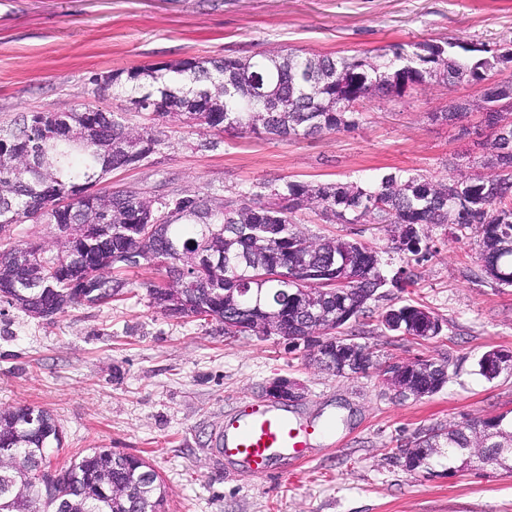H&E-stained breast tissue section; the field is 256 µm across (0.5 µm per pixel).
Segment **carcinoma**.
<instances>
[{"mask_svg": "<svg viewBox=\"0 0 512 512\" xmlns=\"http://www.w3.org/2000/svg\"><path fill=\"white\" fill-rule=\"evenodd\" d=\"M459 39L392 44L374 56L336 58L270 51L257 59L201 58L194 66L172 61L113 73L112 85L125 102H160L147 123L131 128L112 112L94 106L74 109L57 122L50 112H28L17 127L0 131V303L34 319L52 320L76 306L99 307L128 293L122 277L128 268L161 267L165 275L144 284L150 303L167 317L203 316L221 325L226 336H304L317 329L329 341H355L337 316L358 319L378 300V290L414 284L402 270L386 278L379 252L345 238L310 237L294 223V214L312 209L325 222L384 224L393 248L421 260L422 242L431 226L469 229L479 237L486 274L512 286V153L504 154L497 126L509 120L496 110L485 120L488 153L481 167L459 164L445 179L398 170L367 185L356 182L308 184L287 181L271 190V200L251 190L237 198L199 192L165 197L136 190L95 186L133 157L151 156L165 145L172 125L220 134L308 137L356 125L343 111L375 96L399 94V88L430 83L482 81L501 55L473 56L463 62L455 52ZM492 92L480 103H456L436 119L453 122L472 111L485 112ZM178 208L177 221H162ZM55 226L54 256L40 242L11 244V228L34 215ZM288 272L296 302L283 307L275 299L282 284L254 281L255 273ZM260 310L250 311L256 296ZM378 321L400 336L434 337L440 320L417 305H391ZM501 355L490 352L479 364L488 379L498 374ZM417 398L431 396L448 381V362L418 359L406 363ZM37 423L25 420L29 412ZM497 417H475L450 424L443 448L417 454L426 444L415 438L400 450L409 471L430 469L448 454L459 462L458 448L489 452L509 441L493 425ZM53 416L30 405L0 414V448L10 446L9 465L0 477L24 468L14 492L0 498V512H26L44 493L47 474L63 493L79 503L78 512H161L165 490L158 473L140 456L94 448L60 469L47 449L61 447Z\"/></svg>", "mask_w": 512, "mask_h": 512, "instance_id": "obj_1", "label": "carcinoma"}]
</instances>
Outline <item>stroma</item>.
Wrapping results in <instances>:
<instances>
[{
	"instance_id": "1",
	"label": "stroma",
	"mask_w": 512,
	"mask_h": 512,
	"mask_svg": "<svg viewBox=\"0 0 512 512\" xmlns=\"http://www.w3.org/2000/svg\"><path fill=\"white\" fill-rule=\"evenodd\" d=\"M446 37L512 45V0H0V129L24 112L84 104L121 111V98L98 96L92 76L147 64L274 49L372 56L393 43ZM510 79L512 63L479 84L432 83L377 98L358 106L354 128L315 137L228 136L209 148L202 131L173 127L149 162L112 172L104 185L224 198L400 169L441 178L483 158L486 131L479 112L452 126L433 113L454 100L479 101ZM296 220L309 234L373 246L385 275L412 271L414 286L386 289L355 327L380 361H449L439 392L402 400L381 374L333 375L282 337H230L209 320L170 319L144 288L161 273L144 266L127 271L123 300L99 308L46 321L0 307V408L29 404L54 416L63 445L53 464L92 448L143 457L165 488L163 512H512V472L489 465L445 478L406 471L394 456L425 430L512 412V371L489 380L478 367L488 350L512 351V287L484 275L476 233L431 228L430 255L414 263L391 249L383 225L329 224L311 210ZM407 303L434 313L442 332L413 339L379 325L382 309ZM281 377L304 387L288 410L314 423L335 418V435L306 463L278 462L267 477L218 462L215 423L264 400Z\"/></svg>"
}]
</instances>
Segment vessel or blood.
I'll use <instances>...</instances> for the list:
<instances>
[{"label":"vessel or blood","mask_w":512,"mask_h":512,"mask_svg":"<svg viewBox=\"0 0 512 512\" xmlns=\"http://www.w3.org/2000/svg\"><path fill=\"white\" fill-rule=\"evenodd\" d=\"M320 433V427L267 399L240 407L219 423L213 454L245 474L265 477L273 473L278 460H308Z\"/></svg>","instance_id":"b4317fda"}]
</instances>
